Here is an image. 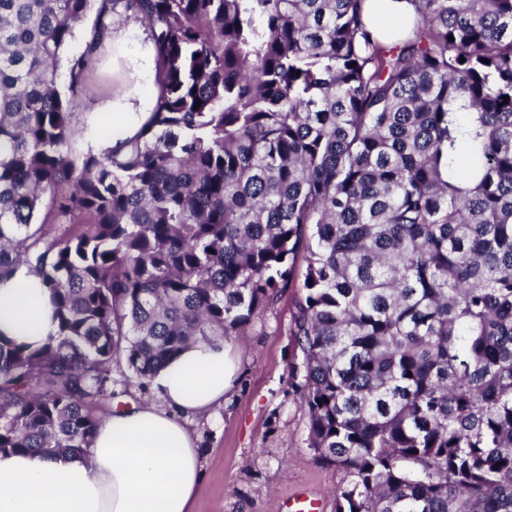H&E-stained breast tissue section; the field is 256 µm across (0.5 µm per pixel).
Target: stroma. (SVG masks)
<instances>
[{
	"instance_id": "35a3bbf8",
	"label": "stroma",
	"mask_w": 512,
	"mask_h": 512,
	"mask_svg": "<svg viewBox=\"0 0 512 512\" xmlns=\"http://www.w3.org/2000/svg\"><path fill=\"white\" fill-rule=\"evenodd\" d=\"M298 289H279L246 333L225 343L239 369L210 416L188 422L200 438L204 479L193 512H280L301 491L335 512L342 475L307 446V415L292 377L302 354L291 334Z\"/></svg>"
}]
</instances>
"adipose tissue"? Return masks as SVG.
<instances>
[{"mask_svg":"<svg viewBox=\"0 0 512 512\" xmlns=\"http://www.w3.org/2000/svg\"><path fill=\"white\" fill-rule=\"evenodd\" d=\"M413 18L408 0H367L365 20L391 42ZM127 84L88 115L85 141L112 149L134 136L155 97L137 81L155 79L148 37L125 54ZM112 133L99 134L103 115ZM57 333L54 308L40 274L18 263L0 278V334L38 346ZM237 367L223 342H198L168 360L151 378L153 401L113 409L82 455L0 453V512H190L203 480L198 438L188 418L221 405L235 385Z\"/></svg>","mask_w":512,"mask_h":512,"instance_id":"1","label":"adipose tissue"}]
</instances>
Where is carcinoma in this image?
<instances>
[{"label":"carcinoma","mask_w":512,"mask_h":512,"mask_svg":"<svg viewBox=\"0 0 512 512\" xmlns=\"http://www.w3.org/2000/svg\"><path fill=\"white\" fill-rule=\"evenodd\" d=\"M410 2L390 46L365 0H0V278L36 269L58 322L0 335V452H86L112 364L148 380L292 286L335 512H512V0ZM122 11L156 103L78 154L97 67L65 54Z\"/></svg>","instance_id":"carcinoma-1"}]
</instances>
